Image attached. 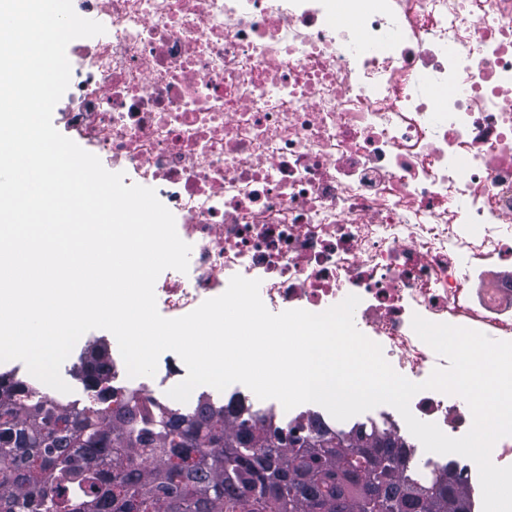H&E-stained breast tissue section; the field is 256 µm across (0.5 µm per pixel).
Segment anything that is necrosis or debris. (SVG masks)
I'll use <instances>...</instances> for the list:
<instances>
[{
  "mask_svg": "<svg viewBox=\"0 0 512 512\" xmlns=\"http://www.w3.org/2000/svg\"><path fill=\"white\" fill-rule=\"evenodd\" d=\"M104 34L74 40L55 127L125 184L155 189L192 247L156 304L178 318L232 276L260 280L270 312L320 313L359 296L356 328L393 369L447 366L413 315L512 341V0H73ZM187 369L163 352L154 377L112 385L170 404ZM215 402L356 433L380 424L431 474L451 470L482 512L478 469L423 449L393 407L345 421L284 410L234 383ZM448 436L466 401L410 402Z\"/></svg>",
  "mask_w": 512,
  "mask_h": 512,
  "instance_id": "obj_1",
  "label": "necrosis or debris"
}]
</instances>
